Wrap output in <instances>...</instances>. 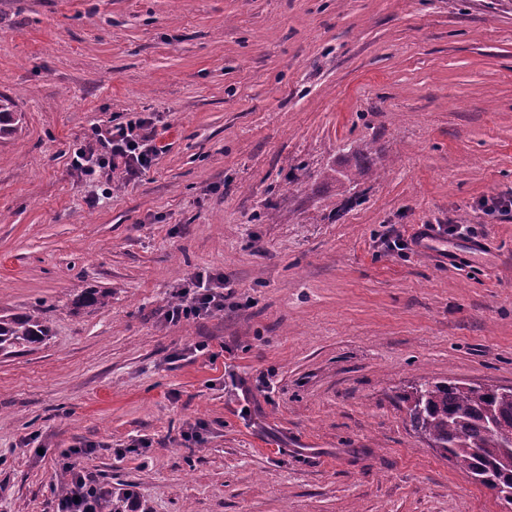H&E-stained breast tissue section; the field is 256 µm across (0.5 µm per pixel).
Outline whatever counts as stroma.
Masks as SVG:
<instances>
[{
  "label": "stroma",
  "mask_w": 512,
  "mask_h": 512,
  "mask_svg": "<svg viewBox=\"0 0 512 512\" xmlns=\"http://www.w3.org/2000/svg\"><path fill=\"white\" fill-rule=\"evenodd\" d=\"M0 94V311L50 329L0 353V512H56L73 448L144 512H512L404 399L512 386V218L479 205L512 191V0H0ZM140 116L138 179L71 169ZM450 221L460 268L468 236L413 241ZM199 272L223 310L166 322ZM14 102L9 97L0 96V136L14 134L21 122V116L14 112Z\"/></svg>",
  "instance_id": "stroma-1"
}]
</instances>
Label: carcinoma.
<instances>
[{
  "label": "carcinoma",
  "mask_w": 512,
  "mask_h": 512,
  "mask_svg": "<svg viewBox=\"0 0 512 512\" xmlns=\"http://www.w3.org/2000/svg\"><path fill=\"white\" fill-rule=\"evenodd\" d=\"M14 102L0 96V136L18 130ZM49 329L36 315L0 313V352L41 343ZM410 424L459 469L479 484L502 493L512 490V392L471 383L429 382L405 395Z\"/></svg>",
  "instance_id": "cac0c4a2"
}]
</instances>
